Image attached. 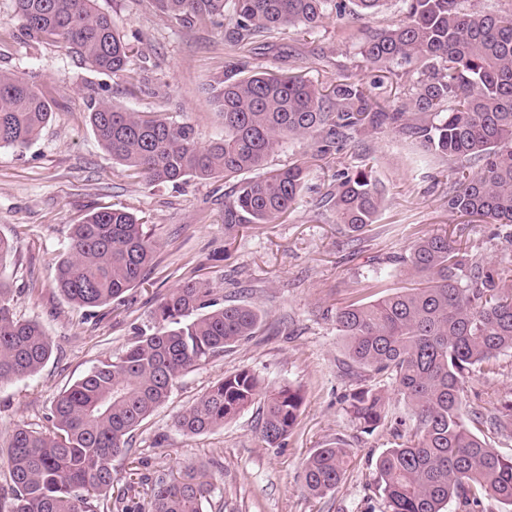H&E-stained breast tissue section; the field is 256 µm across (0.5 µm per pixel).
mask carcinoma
<instances>
[{"mask_svg": "<svg viewBox=\"0 0 512 512\" xmlns=\"http://www.w3.org/2000/svg\"><path fill=\"white\" fill-rule=\"evenodd\" d=\"M170 22L233 23V41L249 45L275 32L314 29L348 5L364 17L388 0H152ZM404 17L363 29L359 55L372 68L415 66L406 101L375 100L376 82L339 81L322 93L299 75H244L241 60L224 62L214 95L224 136L203 145L195 128L151 112L98 102L90 124L116 162L146 184L217 176L237 184L224 202V224H271L288 213L303 189L307 166L296 160L266 172L289 139L309 140L320 155L356 136L392 129L424 151L480 171L461 174L448 191V211L496 225L512 244V7L466 8L465 0H402ZM25 35L72 49L93 70L119 77L128 48L112 16L94 0H15ZM48 92L0 72V146L23 149L48 124ZM384 195L372 172L343 169L326 203L336 223L360 232L375 223ZM154 255L144 224L123 208H106L73 225L56 287L70 302L96 308L118 302L143 277ZM414 286L336 310L348 371L357 388L349 411L364 431L388 419L393 389L412 410L410 429L397 423L394 442L376 461V487L386 512H444L452 501L483 512L493 500L512 512V458L487 443L484 430L512 426V414L469 404L465 383L492 359L512 352V268L491 264L446 234L414 241L398 257ZM12 288L0 278V385L36 373L51 356L50 339L33 320L14 316ZM205 283L187 282L161 299L148 325L114 360H105L55 399L47 433L17 427L9 444L10 493L0 512H112V461L131 452V434L169 398L181 375L199 361L245 341L262 320L250 305L219 306ZM262 403L261 437L277 448L297 424L301 390H263L241 369L215 382L179 414L176 426L200 435ZM349 452L329 443L304 464L308 493L321 497L343 480ZM215 488L202 468L178 478L156 477L149 512H205Z\"/></svg>", "mask_w": 512, "mask_h": 512, "instance_id": "cac0c4a2", "label": "carcinoma"}]
</instances>
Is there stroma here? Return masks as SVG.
Segmentation results:
<instances>
[{"label": "stroma", "mask_w": 512, "mask_h": 512, "mask_svg": "<svg viewBox=\"0 0 512 512\" xmlns=\"http://www.w3.org/2000/svg\"><path fill=\"white\" fill-rule=\"evenodd\" d=\"M96 6L112 15L128 47L124 77L92 70L61 44L28 41L14 0H0V71L34 80L53 99L51 119L32 145L0 147V236L15 245L4 270L13 289L11 308L16 317L38 321L53 345L36 374L0 385V492L9 486L14 429L47 431L61 391L120 356L163 295L203 280L217 303L252 305L262 323L252 338L199 362L178 380L166 403L134 431L131 455L114 460L115 490L143 503L151 478L202 466L215 484L206 512H384L375 462L392 435L386 425L363 431L348 411L346 398L356 383L344 371L347 356L334 312L404 286L394 259L425 235L447 233L486 261L512 266V244L493 237L491 225L466 224L449 213L446 197L457 165L436 156L415 161L416 146L387 129L323 157L291 139L268 162L275 170L308 161L305 188L291 212L275 224L241 227L229 240L223 178L145 185L99 144L89 108L108 101L164 113L193 125L200 143H208L224 134L211 92L224 80L225 59L237 55L250 71L298 74L326 91L344 77L377 79L380 97H403L407 82L366 69L357 53L360 30L400 19L401 0H389L364 20L330 16L313 31L292 27L242 51L228 40V22L181 27L161 17L151 0H96ZM360 165L379 180L384 204L374 224L352 234L337 223L324 197L336 170ZM112 206L141 218L155 257L121 303L88 310L60 294L56 269L72 226ZM241 369L270 388H302L301 415L282 447L262 441L255 405L205 434L176 427L177 416L210 386ZM465 393L486 405L512 400V354L494 359L490 372L472 374ZM339 439L349 448L348 470L334 491L312 497L302 485V467Z\"/></svg>", "instance_id": "stroma-1"}]
</instances>
